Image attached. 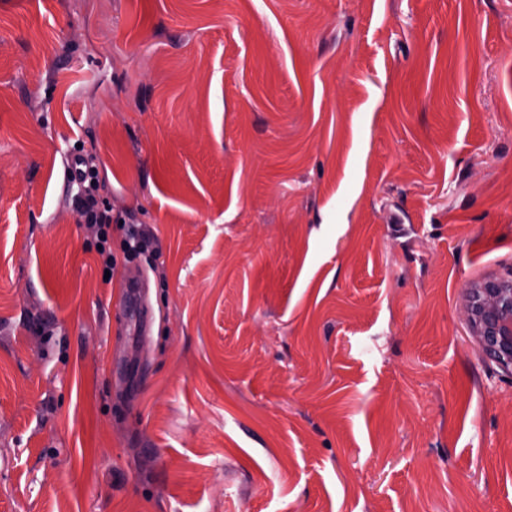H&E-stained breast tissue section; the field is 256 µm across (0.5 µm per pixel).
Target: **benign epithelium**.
Instances as JSON below:
<instances>
[{"mask_svg": "<svg viewBox=\"0 0 512 512\" xmlns=\"http://www.w3.org/2000/svg\"><path fill=\"white\" fill-rule=\"evenodd\" d=\"M464 312L486 357L512 372V272L470 285Z\"/></svg>", "mask_w": 512, "mask_h": 512, "instance_id": "benign-epithelium-1", "label": "benign epithelium"}]
</instances>
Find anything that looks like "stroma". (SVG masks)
<instances>
[{
    "instance_id": "1",
    "label": "stroma",
    "mask_w": 512,
    "mask_h": 512,
    "mask_svg": "<svg viewBox=\"0 0 512 512\" xmlns=\"http://www.w3.org/2000/svg\"><path fill=\"white\" fill-rule=\"evenodd\" d=\"M511 271L512 0H0V512H512ZM72 157V162L70 158ZM67 173L70 182L77 186V192L71 196V205L79 214L84 224L97 228L96 248L103 258V273L109 270L110 277L116 261L112 255L110 243L112 241V223L123 224L119 226L124 231V254L127 261L139 258L146 254L147 239L145 233L135 225H126V219L120 215L112 216V208L99 196L98 169L94 156L84 149V146L74 147L67 160ZM98 245L102 249H98ZM464 312L486 357L512 373V272L470 285Z\"/></svg>"
}]
</instances>
